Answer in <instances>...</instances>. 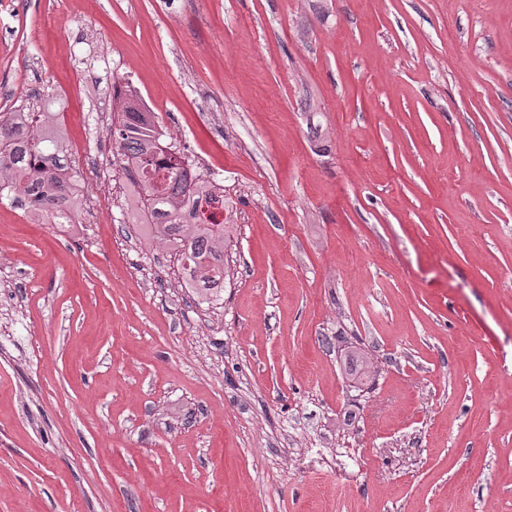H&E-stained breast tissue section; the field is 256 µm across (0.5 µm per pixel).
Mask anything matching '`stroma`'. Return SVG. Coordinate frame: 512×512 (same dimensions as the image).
<instances>
[{
	"label": "stroma",
	"mask_w": 512,
	"mask_h": 512,
	"mask_svg": "<svg viewBox=\"0 0 512 512\" xmlns=\"http://www.w3.org/2000/svg\"><path fill=\"white\" fill-rule=\"evenodd\" d=\"M117 81L224 186L223 305L121 222ZM35 92L97 171L0 197V512H512V0H0Z\"/></svg>",
	"instance_id": "1"
}]
</instances>
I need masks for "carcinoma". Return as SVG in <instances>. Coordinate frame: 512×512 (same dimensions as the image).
<instances>
[{
    "instance_id": "1",
    "label": "carcinoma",
    "mask_w": 512,
    "mask_h": 512,
    "mask_svg": "<svg viewBox=\"0 0 512 512\" xmlns=\"http://www.w3.org/2000/svg\"><path fill=\"white\" fill-rule=\"evenodd\" d=\"M34 99L32 106L0 112V196L20 203L32 224H70L84 211L85 194L59 113L45 95ZM115 99L119 110L111 128L112 152L126 176L122 223L174 256L184 293L199 304H219L230 278L226 256L238 225L204 214L202 206L223 196L224 186L165 138L156 113L132 90H116ZM162 154L172 156L165 176L146 178ZM346 367L367 378L376 375L371 361L357 351L348 352Z\"/></svg>"
}]
</instances>
